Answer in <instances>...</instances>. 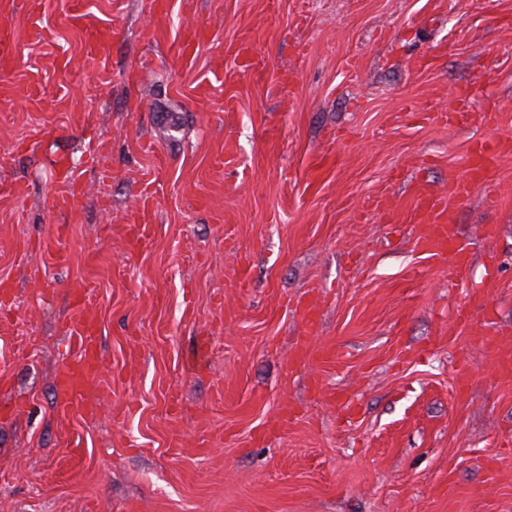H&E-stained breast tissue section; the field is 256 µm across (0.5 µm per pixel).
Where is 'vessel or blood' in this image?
I'll return each instance as SVG.
<instances>
[{"mask_svg":"<svg viewBox=\"0 0 512 512\" xmlns=\"http://www.w3.org/2000/svg\"><path fill=\"white\" fill-rule=\"evenodd\" d=\"M15 0H0V67L12 66L15 54L12 48L10 19ZM73 18L85 32L90 50L99 59H107L111 52V40L82 12H74ZM500 148L499 140H483L477 143L466 161V174L455 186L457 197L465 198L479 184L492 165ZM417 199L415 220L423 224V232L414 242L415 248L447 267L450 275L464 279L469 271V256L458 243L454 231V217L442 196L433 193L427 184L414 187ZM304 322L307 337L316 333L318 326V300L313 296L300 298L296 305ZM98 325L95 312L85 302L81 291H73L72 307L67 326V339L71 349L62 361L56 376V399L60 407H68L83 388L89 377L97 373L100 357L97 349Z\"/></svg>","mask_w":512,"mask_h":512,"instance_id":"vessel-or-blood-1","label":"vessel or blood"}]
</instances>
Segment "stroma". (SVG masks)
I'll list each match as a JSON object with an SVG mask.
<instances>
[{
	"label": "stroma",
	"instance_id": "stroma-1",
	"mask_svg": "<svg viewBox=\"0 0 512 512\" xmlns=\"http://www.w3.org/2000/svg\"><path fill=\"white\" fill-rule=\"evenodd\" d=\"M151 2L85 0L114 36L102 64L70 0H43L39 42L16 0L0 512H512V371L480 343L512 340V148L453 194L476 141L512 137V0ZM419 181L469 249L461 285L414 248ZM141 222L144 251L126 234ZM75 289L102 368L64 410ZM309 293L310 344L337 357L288 375L304 323L287 303ZM202 336L208 364L187 370Z\"/></svg>",
	"mask_w": 512,
	"mask_h": 512
}]
</instances>
